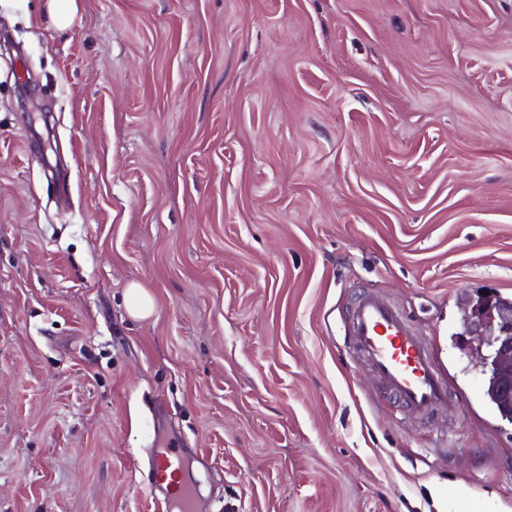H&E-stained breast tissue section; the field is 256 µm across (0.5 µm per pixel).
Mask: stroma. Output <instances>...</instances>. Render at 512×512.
Masks as SVG:
<instances>
[{
    "label": "stroma",
    "mask_w": 512,
    "mask_h": 512,
    "mask_svg": "<svg viewBox=\"0 0 512 512\" xmlns=\"http://www.w3.org/2000/svg\"><path fill=\"white\" fill-rule=\"evenodd\" d=\"M45 5L0 8V512H165L162 434L202 512H512L458 340L512 298V0ZM363 291L433 416L349 345ZM77 11V0H47L48 17L56 28H67ZM126 310L134 319L149 317L154 308V300L148 290L137 282L128 285L126 292ZM349 335L403 409L425 416L447 399L443 367L389 302L375 295L360 297L350 316Z\"/></svg>",
    "instance_id": "1"
}]
</instances>
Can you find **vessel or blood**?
Listing matches in <instances>:
<instances>
[{
    "label": "vessel or blood",
    "mask_w": 512,
    "mask_h": 512,
    "mask_svg": "<svg viewBox=\"0 0 512 512\" xmlns=\"http://www.w3.org/2000/svg\"><path fill=\"white\" fill-rule=\"evenodd\" d=\"M349 335L403 409L424 416L446 400L443 367L395 306L375 295L360 297L350 316ZM155 475L165 487L163 499L171 512H200L195 483L182 468L181 449H158Z\"/></svg>",
    "instance_id": "b4317fda"
}]
</instances>
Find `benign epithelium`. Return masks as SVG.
<instances>
[{
  "label": "benign epithelium",
  "mask_w": 512,
  "mask_h": 512,
  "mask_svg": "<svg viewBox=\"0 0 512 512\" xmlns=\"http://www.w3.org/2000/svg\"><path fill=\"white\" fill-rule=\"evenodd\" d=\"M461 348L492 368L493 391L504 418L512 416V300L496 293L471 299Z\"/></svg>",
  "instance_id": "1"
}]
</instances>
